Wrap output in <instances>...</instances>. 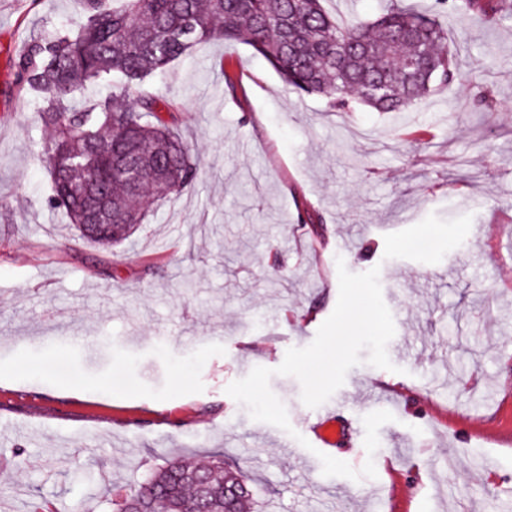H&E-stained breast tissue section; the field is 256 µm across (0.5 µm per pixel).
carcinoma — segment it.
Listing matches in <instances>:
<instances>
[{
    "label": "carcinoma",
    "mask_w": 512,
    "mask_h": 512,
    "mask_svg": "<svg viewBox=\"0 0 512 512\" xmlns=\"http://www.w3.org/2000/svg\"><path fill=\"white\" fill-rule=\"evenodd\" d=\"M324 0H83L71 29L31 41L20 59V93L42 95L41 120L52 194L83 239L124 240L156 201L193 187L203 172L193 147L173 130L172 104L144 85L210 40L242 42L262 56L286 88L330 106L408 112L460 72L456 46L435 12L392 4L373 21L339 24ZM440 10L478 12L497 24L512 0H437ZM103 82L108 97L88 95ZM94 208L110 223L84 227ZM224 455L206 467L169 459L137 487L112 488L116 512L135 501L147 512H249L250 493Z\"/></svg>",
    "instance_id": "obj_1"
}]
</instances>
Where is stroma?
Here are the masks:
<instances>
[{"mask_svg":"<svg viewBox=\"0 0 512 512\" xmlns=\"http://www.w3.org/2000/svg\"><path fill=\"white\" fill-rule=\"evenodd\" d=\"M81 11L0 0V512H112L109 489L171 453L223 454L253 512H512V20L444 17L462 75L403 118L286 91L245 44L197 45L149 88L204 176L104 249L47 206L42 101L15 87L31 39ZM340 258L379 268L396 328L393 370L355 366L325 403L347 431L332 457L375 464L357 482L304 466L296 378L270 381L288 432L226 392L313 341ZM374 397L394 419L370 455Z\"/></svg>","mask_w":512,"mask_h":512,"instance_id":"1","label":"stroma"}]
</instances>
